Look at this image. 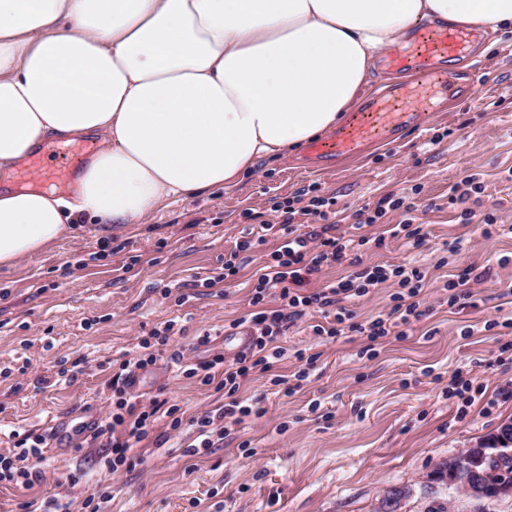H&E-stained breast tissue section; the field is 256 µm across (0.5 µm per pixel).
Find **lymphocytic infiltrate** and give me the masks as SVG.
Wrapping results in <instances>:
<instances>
[{
  "label": "lymphocytic infiltrate",
  "instance_id": "1",
  "mask_svg": "<svg viewBox=\"0 0 512 512\" xmlns=\"http://www.w3.org/2000/svg\"><path fill=\"white\" fill-rule=\"evenodd\" d=\"M403 205V199L387 195L379 199L373 210L355 213L352 233L312 237L298 234L297 221L301 218L313 223L329 221L330 199L314 196L308 205L301 208L294 207L288 201L274 204V211L280 212L282 217L281 242L263 266L250 298L253 312L247 324L253 335L251 344L228 360L219 356L209 363L185 358L179 361L183 377L198 379L206 386L216 385L226 397L223 407L196 419L201 447H212L215 439L223 438L225 421L238 422L251 415L264 414L261 399L256 398L246 404L238 400L236 394L241 381L250 372L267 370L272 361L283 356L284 350L276 340L288 323L316 312L321 317L320 322L313 326L316 335L333 337L348 330L375 341L389 336L392 328L408 327L418 320L422 304L420 295L424 286L422 271L406 264L366 265L357 255L364 246H384L385 238L389 235L405 236L417 246L424 243L425 235L421 226L413 224L408 218L390 227L387 235L373 238L363 235V227L381 223L389 212L399 210ZM343 263L349 266L347 275L326 283L317 292L301 293L300 287L309 277L320 274L323 267ZM389 281L397 282L401 289L397 304L387 314L364 323L356 321L353 311L346 306L347 301L367 296L372 288ZM271 295L278 297L280 308H266L265 300ZM161 412L169 419L168 430L161 435L162 440L166 441L171 432L178 430L181 425L176 406L164 408L155 402L146 407L121 396L101 416L96 434L112 438V455L107 461L112 470L127 465L130 448L149 438ZM44 443L43 435L33 433L14 441L9 453L0 455V480L31 484L30 462L40 458Z\"/></svg>",
  "mask_w": 512,
  "mask_h": 512
}]
</instances>
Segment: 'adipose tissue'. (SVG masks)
Masks as SVG:
<instances>
[{"label": "adipose tissue", "instance_id": "ef3b65f1", "mask_svg": "<svg viewBox=\"0 0 512 512\" xmlns=\"http://www.w3.org/2000/svg\"><path fill=\"white\" fill-rule=\"evenodd\" d=\"M425 20L498 32L512 0H0V177L48 140L101 139L70 197L0 192V266L79 219L234 187L339 125Z\"/></svg>", "mask_w": 512, "mask_h": 512}]
</instances>
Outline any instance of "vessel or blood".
I'll list each match as a JSON object with an SVG mask.
<instances>
[{
  "label": "vessel or blood",
  "instance_id": "b4317fda",
  "mask_svg": "<svg viewBox=\"0 0 512 512\" xmlns=\"http://www.w3.org/2000/svg\"><path fill=\"white\" fill-rule=\"evenodd\" d=\"M478 38L477 31L463 27H419L384 58L385 67L412 73V80L394 83L367 97L333 134L308 147V159L334 166L341 158L360 154L367 144L393 140L418 126L423 113L440 111L447 96L465 94L468 85L458 63L469 56ZM93 149L90 143L48 144L20 174H39L41 181L50 185L68 181L71 158Z\"/></svg>",
  "mask_w": 512,
  "mask_h": 512
}]
</instances>
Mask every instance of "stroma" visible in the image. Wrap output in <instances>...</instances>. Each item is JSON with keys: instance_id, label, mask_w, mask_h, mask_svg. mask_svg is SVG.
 <instances>
[{"instance_id": "1", "label": "stroma", "mask_w": 512, "mask_h": 512, "mask_svg": "<svg viewBox=\"0 0 512 512\" xmlns=\"http://www.w3.org/2000/svg\"><path fill=\"white\" fill-rule=\"evenodd\" d=\"M468 96L423 115L393 141L322 170L298 166L303 148L259 161L229 189L171 200L141 224L106 228L83 220L43 251L0 267V451L13 432L44 435L30 488L0 481V512L56 497L83 512L91 493L108 492L104 512H376L393 487L412 488L400 512H426L443 489L430 476L445 458L477 446L512 419V232L485 240V216L512 225V31L488 36ZM482 176L470 222L448 208V189ZM389 193L413 204L429 240L404 237L361 255L363 263L418 266L427 311L405 335L377 341L346 333L315 335L310 318L290 323L280 344L315 356L303 386L286 393L275 376L285 358L251 374L237 399L259 397L266 413L229 428L213 448L189 453L194 420L222 406L223 393L178 376L174 357L207 362L224 351V328L247 316L255 271L276 249L274 203L330 198L341 216L374 208ZM268 224L263 252L237 279L219 281L224 260L250 228ZM485 275L471 299L448 302V282L467 268ZM214 286H203L206 278ZM179 329L142 385L127 394L147 405L179 406V432L131 449V464L112 474L103 440L84 436L86 414L101 416L118 396L112 377L134 357L156 324ZM73 382L51 385L61 368ZM479 391L470 407L449 397L456 374ZM80 475L71 484V475Z\"/></svg>"}]
</instances>
